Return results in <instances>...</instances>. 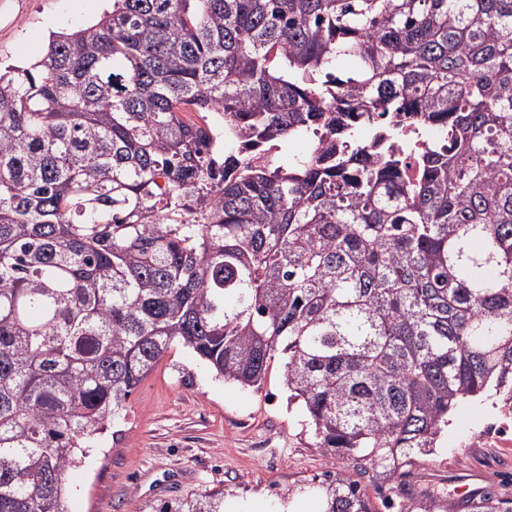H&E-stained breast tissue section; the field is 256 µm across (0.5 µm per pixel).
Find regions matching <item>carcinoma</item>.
Returning <instances> with one entry per match:
<instances>
[{
  "label": "carcinoma",
  "instance_id": "obj_1",
  "mask_svg": "<svg viewBox=\"0 0 512 512\" xmlns=\"http://www.w3.org/2000/svg\"><path fill=\"white\" fill-rule=\"evenodd\" d=\"M407 124L432 136L412 181ZM179 345L257 390L282 360L357 474L323 512L408 494L460 400L512 398V0H112L0 72V512H68ZM410 500L383 507L512 512Z\"/></svg>",
  "mask_w": 512,
  "mask_h": 512
}]
</instances>
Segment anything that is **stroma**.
<instances>
[{
    "instance_id": "stroma-1",
    "label": "stroma",
    "mask_w": 512,
    "mask_h": 512,
    "mask_svg": "<svg viewBox=\"0 0 512 512\" xmlns=\"http://www.w3.org/2000/svg\"><path fill=\"white\" fill-rule=\"evenodd\" d=\"M105 0H0V64L29 66L52 34L92 24ZM304 408L289 402L283 367L272 362L261 389L215 379L191 351L177 346L134 391L115 435H104L68 474L69 512H178L198 495L218 492L269 512L294 503L318 512V493L300 485L335 474L342 462L314 447ZM496 396L463 400L435 448L412 466L419 491L443 499L492 487L512 498V445L482 440L503 422Z\"/></svg>"
}]
</instances>
